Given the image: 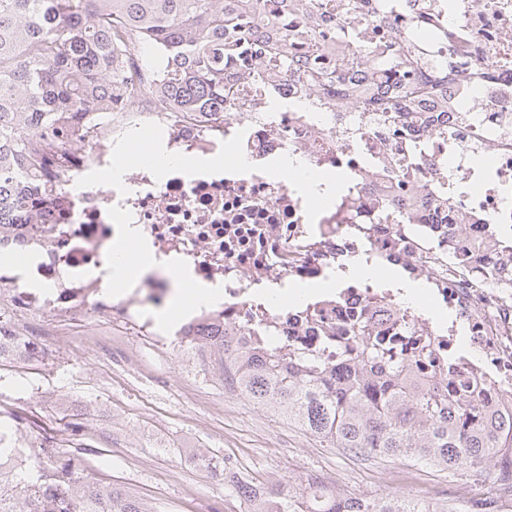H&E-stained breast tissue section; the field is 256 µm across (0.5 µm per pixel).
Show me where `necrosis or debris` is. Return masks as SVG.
Listing matches in <instances>:
<instances>
[{
    "instance_id": "obj_1",
    "label": "necrosis or debris",
    "mask_w": 512,
    "mask_h": 512,
    "mask_svg": "<svg viewBox=\"0 0 512 512\" xmlns=\"http://www.w3.org/2000/svg\"><path fill=\"white\" fill-rule=\"evenodd\" d=\"M344 2L317 0L318 11L371 37L405 9L420 8L417 0H374L365 13L344 9ZM424 11L426 63L481 72L477 86L449 85L453 108L442 118L427 107L361 114L332 93L311 94L302 66L272 84L234 85L223 113L179 112L153 92L158 67L132 57L130 103L95 113L80 144L47 149L29 180L49 187L48 202L0 226V242L19 258L39 256L29 269L34 288L14 269L0 268V299L33 318L18 336L0 319L10 332L0 356L39 361L75 332L116 364L178 346L188 362H207L220 378L216 333L232 332L247 344L260 330L279 350L322 348L332 359L337 340L360 317L384 331L409 323L440 355L472 351L485 382L481 398L512 407V284L492 282L500 254L486 245L490 223L498 240L512 239V0H454L447 10L431 0ZM159 152L179 163L164 180L153 166ZM286 156L350 174L346 193L326 204L301 193L277 170ZM129 157L136 163L122 182L101 181ZM206 157L218 159V167H195ZM428 194L473 219L456 235L475 254L473 263L449 255L447 225L422 206ZM127 224L139 227L158 264L116 295L106 266ZM357 263L424 282L431 309L402 307L386 283L350 278ZM179 266L223 294L163 326L158 313L176 288ZM340 272L347 279L336 293L302 307L261 297ZM438 309L451 311L465 336L436 324Z\"/></svg>"
}]
</instances>
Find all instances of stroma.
<instances>
[{
	"label": "stroma",
	"instance_id": "obj_1",
	"mask_svg": "<svg viewBox=\"0 0 512 512\" xmlns=\"http://www.w3.org/2000/svg\"><path fill=\"white\" fill-rule=\"evenodd\" d=\"M181 356L171 353L166 378L150 382L124 376L131 414L112 416V373L101 355L78 344L56 349L45 364L0 362V422L16 413L30 419L33 436H56L58 422L87 412L89 450L69 445L67 453L85 475L130 488L157 512H238L224 483L201 463L215 454L236 472L267 482L269 467L279 478L297 482L299 471L321 473L328 483L353 484L360 495L402 491L447 500L453 480L447 473L409 460L367 462L326 447L274 413L246 401H222L220 427L187 399L181 387Z\"/></svg>",
	"mask_w": 512,
	"mask_h": 512
}]
</instances>
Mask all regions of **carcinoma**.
Returning a JSON list of instances; mask_svg holds the SVG:
<instances>
[{
	"instance_id": "1",
	"label": "carcinoma",
	"mask_w": 512,
	"mask_h": 512,
	"mask_svg": "<svg viewBox=\"0 0 512 512\" xmlns=\"http://www.w3.org/2000/svg\"><path fill=\"white\" fill-rule=\"evenodd\" d=\"M329 33L312 0H0V194L15 199L13 210H0V225L36 206L39 193L21 175L61 139H80L79 114L129 99L128 61L137 49H167L155 94L172 108L222 112L231 75H284L294 65L287 46ZM337 39L345 74L313 56L305 66L315 89L334 85L359 100L366 78L400 86L404 92L384 102L392 112L440 94L447 74L426 69L409 31L362 44L348 29ZM430 209L448 214V226L466 227L448 203L434 200ZM219 347L234 363L224 386L329 448L363 460L410 459L452 476L469 473L479 483L506 478L497 462L512 459V410L480 403L481 382L460 379L469 365L462 355L441 357L429 340L409 350L367 321L349 329L334 364L318 351L284 355L262 336L247 347L224 336ZM14 469L10 449L0 447V512H156L61 455L22 475ZM224 488L240 512H470L463 503L402 492L339 499L322 479L268 487L233 474L224 476Z\"/></svg>"
}]
</instances>
